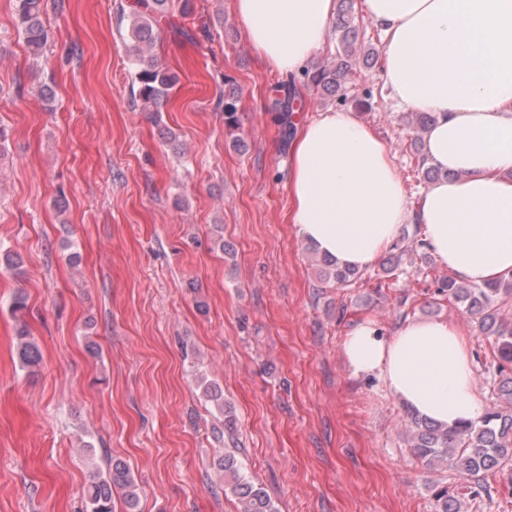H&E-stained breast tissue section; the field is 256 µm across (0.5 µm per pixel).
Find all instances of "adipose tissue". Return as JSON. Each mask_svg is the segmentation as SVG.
<instances>
[{"label": "adipose tissue", "mask_w": 512, "mask_h": 512, "mask_svg": "<svg viewBox=\"0 0 512 512\" xmlns=\"http://www.w3.org/2000/svg\"><path fill=\"white\" fill-rule=\"evenodd\" d=\"M246 42L282 80H302L330 38L336 0H232ZM381 30L382 76L410 112H433L422 157L441 171L409 204L387 143L354 113L296 124L288 221L339 265L371 266L405 224L459 280L512 275V0H361ZM355 375H375L420 416L455 427L482 406L468 336L444 319H413L393 335L372 320L341 341Z\"/></svg>", "instance_id": "adipose-tissue-1"}]
</instances>
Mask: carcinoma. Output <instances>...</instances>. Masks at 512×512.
I'll use <instances>...</instances> for the list:
<instances>
[{
    "label": "carcinoma",
    "mask_w": 512,
    "mask_h": 512,
    "mask_svg": "<svg viewBox=\"0 0 512 512\" xmlns=\"http://www.w3.org/2000/svg\"><path fill=\"white\" fill-rule=\"evenodd\" d=\"M169 0H140L134 8L123 4L116 7L118 24L129 22V40L125 50L134 68L132 87L135 100L151 112L167 100L174 86V77L150 54L156 41L155 24L166 17ZM17 25L26 45L35 54L45 51L49 42L48 30L43 22L41 0H17ZM334 31L339 36L335 59L326 65H316L305 75L303 85L313 86L326 93L346 99L348 76L357 64L358 52L363 58L374 57V51L361 50L358 42L359 25L350 10L338 9ZM275 91L282 96L279 122L284 131L291 128L293 114L303 108L304 98L293 82H281ZM239 92L231 87L224 91L221 106L227 125L237 123ZM431 112H409L406 123L414 132L413 148L421 144L424 133L435 121ZM425 240L403 235L390 248L391 254L382 263L384 277H397L402 270V256L422 251ZM319 280L322 283L345 287L355 281L358 270L341 267L331 259H319ZM438 293L448 295V300L464 307L477 323L479 332L493 343L492 358L487 367L490 387L496 402L486 408L480 425L448 429L413 411H408L410 430L409 448L430 467L449 465L470 480V484L448 491L446 486H437L433 491L436 512H462V500H473L490 495L488 478L504 470L512 463V325L499 316L497 300L502 295H512V277L483 284H467L454 277L438 282ZM17 359L21 367L34 369L42 361L39 345L27 338L26 330H20ZM202 396L215 409L217 423L212 426V436L218 443L224 438L234 439L237 430L235 416L230 406L224 404V392L217 382L203 383ZM213 467L224 473V491L233 494L242 504L241 512H277L267 492L247 476L234 451L224 453L213 460ZM124 492L129 512H135L139 493L129 467L121 461L108 463L105 472H95L84 491L85 512H112L114 491Z\"/></svg>",
    "instance_id": "1"
}]
</instances>
